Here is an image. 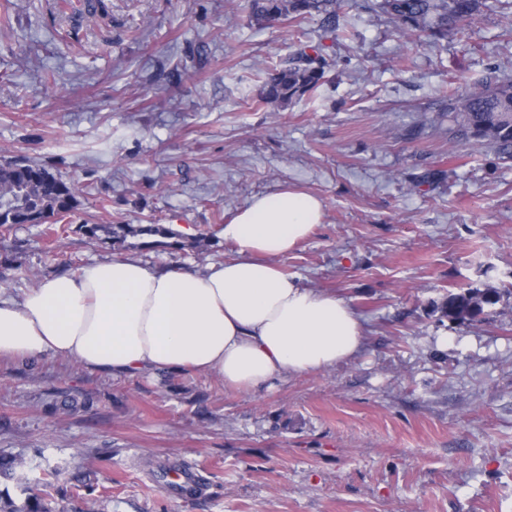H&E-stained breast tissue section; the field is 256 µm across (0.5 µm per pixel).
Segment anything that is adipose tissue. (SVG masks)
Here are the masks:
<instances>
[{
    "label": "adipose tissue",
    "instance_id": "adipose-tissue-1",
    "mask_svg": "<svg viewBox=\"0 0 512 512\" xmlns=\"http://www.w3.org/2000/svg\"><path fill=\"white\" fill-rule=\"evenodd\" d=\"M323 218L315 196L284 189L253 197L225 224L236 257L205 270L114 258L17 297L1 288L0 356L50 354L116 379L202 372L247 391L335 367L362 348L359 316L274 263Z\"/></svg>",
    "mask_w": 512,
    "mask_h": 512
}]
</instances>
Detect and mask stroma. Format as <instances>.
<instances>
[{
    "label": "stroma",
    "mask_w": 512,
    "mask_h": 512,
    "mask_svg": "<svg viewBox=\"0 0 512 512\" xmlns=\"http://www.w3.org/2000/svg\"><path fill=\"white\" fill-rule=\"evenodd\" d=\"M367 3L342 0L333 66L279 109L263 86L325 42L319 17L101 0L89 19L84 0H0V161L44 163L79 201L62 226L0 227L7 288L118 257L204 270L235 257L237 211L294 188L324 220L277 264L364 329L352 360L258 392L0 358V455L31 464L0 496L23 505L54 471L47 512H512V298L473 323L436 309L512 281V161L449 148L426 110L488 72L511 78L512 27L492 10L429 44ZM86 223L173 225L188 246L119 250ZM179 471L196 495L167 484Z\"/></svg>",
    "instance_id": "stroma-1"
}]
</instances>
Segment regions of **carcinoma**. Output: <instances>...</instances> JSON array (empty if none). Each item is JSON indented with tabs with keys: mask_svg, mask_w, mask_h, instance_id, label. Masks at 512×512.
I'll list each match as a JSON object with an SVG mask.
<instances>
[{
	"mask_svg": "<svg viewBox=\"0 0 512 512\" xmlns=\"http://www.w3.org/2000/svg\"><path fill=\"white\" fill-rule=\"evenodd\" d=\"M337 0H248L249 17L259 21L297 20L321 17L322 27L336 37L339 27ZM499 8L512 25V0H374L373 10L391 22L400 36L438 43L454 35L484 12ZM327 58L323 49L311 55L301 49L270 75L262 100L281 106L311 95L323 82ZM431 111L440 122L448 121V146L455 148L471 141L482 142L501 157L512 158V79L490 72L464 91L437 97ZM77 204L76 186L52 173L44 164L17 159L0 166V226L38 224L44 218L63 219ZM106 232L112 244L124 243L127 235L142 238L140 248H168L173 244L158 240L171 231L161 224H114ZM512 296V283L501 291L467 287L450 292L438 306L452 322H475L485 307L503 296ZM28 468L21 457L0 456V475L11 477ZM0 512H46L43 499L31 495L20 508L7 500Z\"/></svg>",
	"mask_w": 512,
	"mask_h": 512,
	"instance_id": "cac0c4a2",
	"label": "carcinoma"
}]
</instances>
